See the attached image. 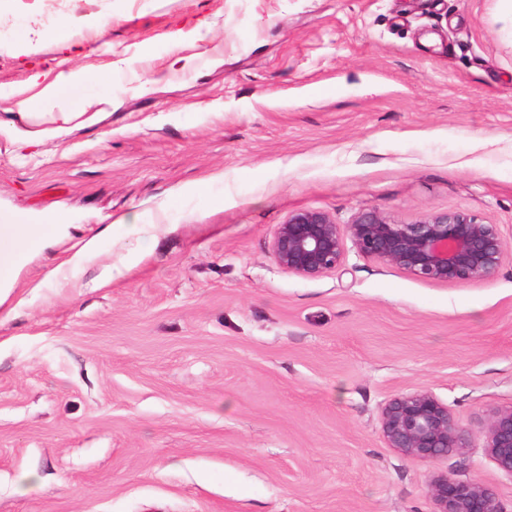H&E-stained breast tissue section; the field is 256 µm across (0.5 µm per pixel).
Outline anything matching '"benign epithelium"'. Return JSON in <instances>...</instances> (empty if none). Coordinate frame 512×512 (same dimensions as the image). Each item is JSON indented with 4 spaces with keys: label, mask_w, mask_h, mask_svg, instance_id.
<instances>
[{
    "label": "benign epithelium",
    "mask_w": 512,
    "mask_h": 512,
    "mask_svg": "<svg viewBox=\"0 0 512 512\" xmlns=\"http://www.w3.org/2000/svg\"><path fill=\"white\" fill-rule=\"evenodd\" d=\"M362 257L395 266L428 282L465 284L495 276L508 250L499 225L485 224L470 213L434 214L414 223H397L377 212L338 224L327 213L301 209L277 225L270 242L276 265L303 279H318L341 267L348 248ZM380 433L387 447L424 461L470 447V432L460 426L429 391L390 398L380 413ZM486 453L512 476V405L495 410L484 431ZM434 512H501L494 494L477 484L447 475L434 478Z\"/></svg>",
    "instance_id": "benign-epithelium-1"
}]
</instances>
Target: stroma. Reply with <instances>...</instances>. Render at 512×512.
Listing matches in <instances>:
<instances>
[{"mask_svg":"<svg viewBox=\"0 0 512 512\" xmlns=\"http://www.w3.org/2000/svg\"><path fill=\"white\" fill-rule=\"evenodd\" d=\"M0 119L58 131L0 133V224L69 217L0 304V512H434L437 475L512 512L484 448L512 248L468 284L270 252L299 209L464 211L512 244V0H0ZM120 218L143 234L104 235ZM414 390L465 453L386 447Z\"/></svg>","mask_w":512,"mask_h":512,"instance_id":"35a3bbf8","label":"stroma"}]
</instances>
